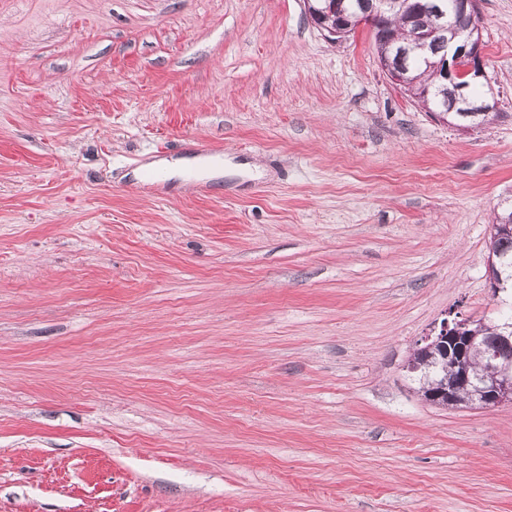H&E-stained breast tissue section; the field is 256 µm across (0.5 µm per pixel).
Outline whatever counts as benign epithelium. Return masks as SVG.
<instances>
[{"mask_svg":"<svg viewBox=\"0 0 512 512\" xmlns=\"http://www.w3.org/2000/svg\"><path fill=\"white\" fill-rule=\"evenodd\" d=\"M397 0H364L358 12L348 15L340 0H324V5L310 10V0H304V7L314 25L332 42H339L359 28L390 12ZM451 17L467 20L466 37L448 43V52L434 62L441 75L440 94L448 95L450 106H443L434 116L443 122L453 119V126L461 131L472 130L466 122L470 116H482L496 111L497 100L490 92L479 100H472L468 90L473 83L486 78L484 66L482 31L474 0H452ZM378 62L387 78L395 85H407V73L394 62L395 56L410 51V46H393L379 43ZM499 345L485 350L488 370L482 376H472L469 360L473 350L480 345L478 322L469 320L443 321L439 330L425 338V345L417 352L440 359L453 369L448 385L435 393L433 399L448 400V405L477 406L483 409L512 402V324L500 326Z\"/></svg>","mask_w":512,"mask_h":512,"instance_id":"obj_1","label":"benign epithelium"}]
</instances>
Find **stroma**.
Segmentation results:
<instances>
[{"label":"stroma","instance_id":"stroma-1","mask_svg":"<svg viewBox=\"0 0 512 512\" xmlns=\"http://www.w3.org/2000/svg\"><path fill=\"white\" fill-rule=\"evenodd\" d=\"M498 115L439 122L303 0H0V512H512V404L404 365L492 320ZM218 147L224 175L140 187Z\"/></svg>","mask_w":512,"mask_h":512}]
</instances>
